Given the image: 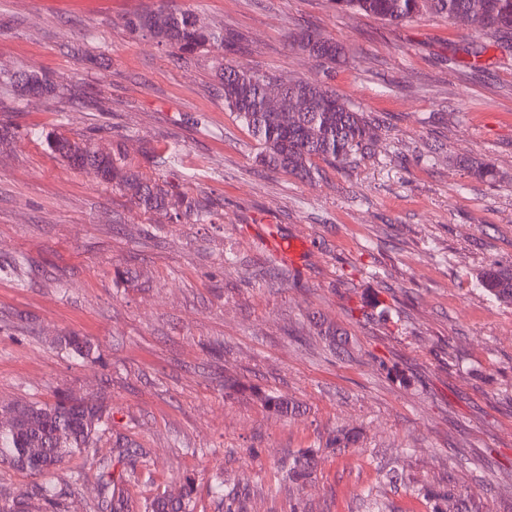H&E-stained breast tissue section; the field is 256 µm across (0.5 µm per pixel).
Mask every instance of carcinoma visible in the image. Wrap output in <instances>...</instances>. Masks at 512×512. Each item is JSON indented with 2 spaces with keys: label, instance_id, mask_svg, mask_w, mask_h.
Returning a JSON list of instances; mask_svg holds the SVG:
<instances>
[{
  "label": "carcinoma",
  "instance_id": "cac0c4a2",
  "mask_svg": "<svg viewBox=\"0 0 512 512\" xmlns=\"http://www.w3.org/2000/svg\"><path fill=\"white\" fill-rule=\"evenodd\" d=\"M336 8L351 9L391 24L409 21L424 11L448 17L465 15L478 31L494 36L512 34V0H333ZM131 28L176 48L180 53L222 52L229 37L222 31L208 30L188 11L160 7L130 21ZM299 46L317 57L334 62L341 51L330 39L304 34ZM216 77L222 87L224 108L244 124L260 146V161L274 168L310 178L315 158L343 162L363 150L371 140L370 127L363 113L340 99L317 81L298 79L284 86L288 100L277 110L265 106L266 87L274 77L257 71L236 69L218 63ZM0 86L23 96L33 90L55 97L60 88L48 77L24 69H1ZM51 148L69 165L90 167L105 182L117 181L137 205L145 210L165 209L193 216L204 223L211 213L195 198L156 180H148L125 169V157L117 152L103 154L87 141L59 136ZM480 286L496 300L512 305V268L491 266L480 276ZM60 344L68 354L82 359L92 355L91 344L76 335L63 336ZM269 410L286 416L295 404L278 396L257 395ZM0 424V463L31 476H42L66 458L87 454L103 427L108 425L107 409L97 403L79 401L58 394L51 402L18 401L4 407ZM137 450L125 438L115 440L112 459L98 466V512H132L125 488V475L112 472L118 464L134 471ZM316 468L314 451L305 449L288 463L285 478L305 482ZM192 485L178 498L158 495L145 501L141 512H193ZM31 495L45 512H60L63 492L51 481L34 485Z\"/></svg>",
  "mask_w": 512,
  "mask_h": 512
}]
</instances>
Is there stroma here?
I'll use <instances>...</instances> for the list:
<instances>
[{
  "instance_id": "obj_1",
  "label": "stroma",
  "mask_w": 512,
  "mask_h": 512,
  "mask_svg": "<svg viewBox=\"0 0 512 512\" xmlns=\"http://www.w3.org/2000/svg\"><path fill=\"white\" fill-rule=\"evenodd\" d=\"M165 6L241 35L225 64L316 80L369 121L362 153L314 179L262 166L224 108L215 58L184 55L129 25ZM304 31L343 49L330 64ZM465 18L391 24L331 0H0V68L24 66L63 98L0 92V406L57 393L104 400L93 454L50 473L68 512H96L100 460L135 442L134 505L193 485L195 512H512V306L479 285L512 266V41L481 69ZM92 139L129 168L179 185L211 223L146 212L72 168L47 139ZM168 164L152 163V154ZM490 163L472 178L465 163ZM301 242L289 259L278 239ZM348 335L339 353L321 323ZM93 344L66 355L61 337ZM248 392L225 387L226 378ZM288 398L268 412L257 392ZM340 430L354 444L330 448ZM313 448L306 484L283 481ZM84 484L71 487L72 472Z\"/></svg>"
}]
</instances>
